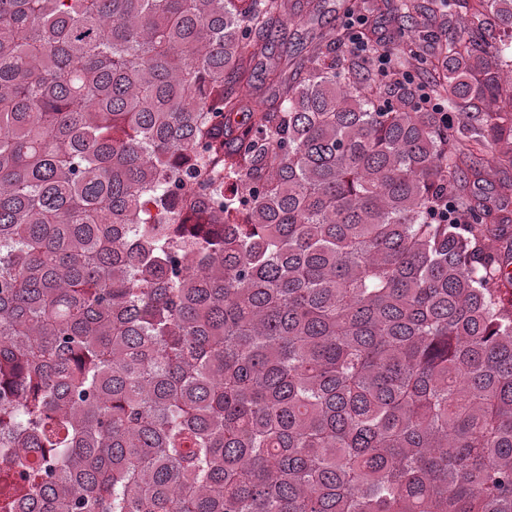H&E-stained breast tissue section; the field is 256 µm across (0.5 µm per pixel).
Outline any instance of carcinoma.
<instances>
[{
	"instance_id": "carcinoma-1",
	"label": "carcinoma",
	"mask_w": 512,
	"mask_h": 512,
	"mask_svg": "<svg viewBox=\"0 0 512 512\" xmlns=\"http://www.w3.org/2000/svg\"><path fill=\"white\" fill-rule=\"evenodd\" d=\"M318 2L0 0V512H512V0ZM321 10L314 16H294L288 24V40L276 41L273 53L282 57L297 56L309 43L315 40L321 33L329 29V26L338 22L342 13L339 9L340 0H321Z\"/></svg>"
}]
</instances>
